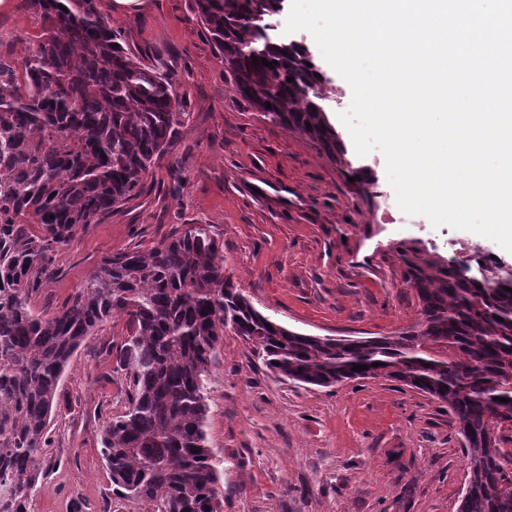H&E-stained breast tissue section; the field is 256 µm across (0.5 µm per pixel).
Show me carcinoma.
Returning <instances> with one entry per match:
<instances>
[{"label":"carcinoma","instance_id":"carcinoma-1","mask_svg":"<svg viewBox=\"0 0 512 512\" xmlns=\"http://www.w3.org/2000/svg\"><path fill=\"white\" fill-rule=\"evenodd\" d=\"M22 7L43 28L21 62L0 56L1 84L24 79V92L0 95V512H28L41 491L61 378L114 312L126 317L114 371L128 396L101 425L102 451L115 489L152 512H223L204 425L226 327L259 346L282 379L329 388L387 378L447 404L467 451L460 512H512V469L500 462V432L512 430V272L476 276L461 260L431 275L408 259L419 322L397 336H310L258 311L224 277L210 225L189 224L146 252L104 260L56 310L34 308L60 249L141 192L183 113L163 67L121 44L95 0ZM283 9L284 0H194L236 91L339 159L322 78L271 27Z\"/></svg>","mask_w":512,"mask_h":512}]
</instances>
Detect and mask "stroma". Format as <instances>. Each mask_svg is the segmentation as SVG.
I'll list each match as a JSON object with an SVG mask.
<instances>
[{
    "mask_svg": "<svg viewBox=\"0 0 512 512\" xmlns=\"http://www.w3.org/2000/svg\"><path fill=\"white\" fill-rule=\"evenodd\" d=\"M96 4L125 47L166 70L185 117L142 192L79 229L60 251L36 308H57L104 259L150 248L188 224L210 225L223 246L225 276L256 309L311 336H392L418 322L406 258L462 260V242L512 266V251L496 242L433 227L398 207L383 154L356 153L339 119L351 87L309 32L289 38L323 78L328 116L346 150L342 162L237 93L193 0ZM40 30V19L22 9L0 12V55L22 59ZM353 168L365 180L350 181ZM124 325L113 314L62 377L44 487L31 512H152L113 494L101 453L103 420L126 404L127 384L113 374L111 354L125 339ZM206 403L223 512H458L468 474L459 425L447 404L401 383L285 381L253 343L228 329L210 365Z\"/></svg>",
    "mask_w": 512,
    "mask_h": 512,
    "instance_id": "stroma-1",
    "label": "stroma"
}]
</instances>
